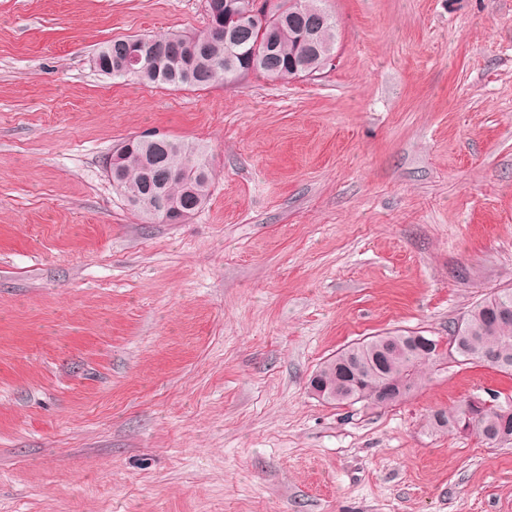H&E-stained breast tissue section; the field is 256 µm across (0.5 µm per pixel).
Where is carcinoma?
Instances as JSON below:
<instances>
[{"label": "carcinoma", "mask_w": 512, "mask_h": 512, "mask_svg": "<svg viewBox=\"0 0 512 512\" xmlns=\"http://www.w3.org/2000/svg\"><path fill=\"white\" fill-rule=\"evenodd\" d=\"M272 0L263 16H250L251 0H231L230 10H222L207 27L191 34L165 36L137 34L148 54L172 51L152 71L133 73L124 60L127 38H116L101 46L92 58L94 68L114 79H135L146 84L173 87L207 88L242 75L259 73L272 81L298 76L295 64L305 61L307 73L322 69L325 52L336 49V19L325 0ZM313 26L320 54L305 49L302 25ZM166 150L152 170L145 168L146 147L134 141L126 148L122 161L123 179L118 182L123 194H137L142 202L135 209L150 224L161 222L153 214L151 199L163 194L189 220L210 194L212 169L200 149L189 142L162 136ZM512 311V289L505 288L477 302L455 326V342L443 355L429 348L434 338L417 333H388L373 336L348 346L325 360L315 376L339 387L336 397L325 401L353 404L360 395L372 396L389 380L399 381L402 397L420 387L427 379L424 367L439 366L451 358L459 364L484 363L482 354L496 356L491 367L512 376V319H500L503 309ZM434 431L471 430L483 442L495 447L512 444V399L506 398L494 408L484 409L464 400L449 410H437L427 418Z\"/></svg>", "instance_id": "cac0c4a2"}]
</instances>
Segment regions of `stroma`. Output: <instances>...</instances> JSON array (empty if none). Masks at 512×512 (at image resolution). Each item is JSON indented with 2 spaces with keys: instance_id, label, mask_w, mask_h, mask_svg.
I'll use <instances>...</instances> for the list:
<instances>
[{
  "instance_id": "35a3bbf8",
  "label": "stroma",
  "mask_w": 512,
  "mask_h": 512,
  "mask_svg": "<svg viewBox=\"0 0 512 512\" xmlns=\"http://www.w3.org/2000/svg\"><path fill=\"white\" fill-rule=\"evenodd\" d=\"M326 5L323 71L174 90L92 56L200 31L205 0H0V512H512V446L426 425L511 377L309 390L348 345L448 338L512 288V0ZM147 130L211 163L185 223L107 176Z\"/></svg>"
}]
</instances>
